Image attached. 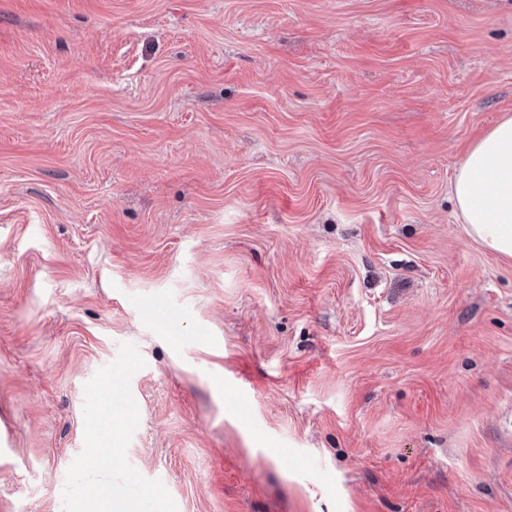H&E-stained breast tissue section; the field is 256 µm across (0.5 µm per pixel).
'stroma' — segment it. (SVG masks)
<instances>
[{
  "label": "stroma",
  "instance_id": "obj_1",
  "mask_svg": "<svg viewBox=\"0 0 512 512\" xmlns=\"http://www.w3.org/2000/svg\"><path fill=\"white\" fill-rule=\"evenodd\" d=\"M506 114L512 0H0V512H62L124 342L178 512H512L450 193Z\"/></svg>",
  "mask_w": 512,
  "mask_h": 512
}]
</instances>
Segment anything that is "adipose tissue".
<instances>
[{"mask_svg":"<svg viewBox=\"0 0 512 512\" xmlns=\"http://www.w3.org/2000/svg\"><path fill=\"white\" fill-rule=\"evenodd\" d=\"M452 196L467 234L494 255L512 259V115L467 150Z\"/></svg>","mask_w":512,"mask_h":512,"instance_id":"ef3b65f1","label":"adipose tissue"}]
</instances>
